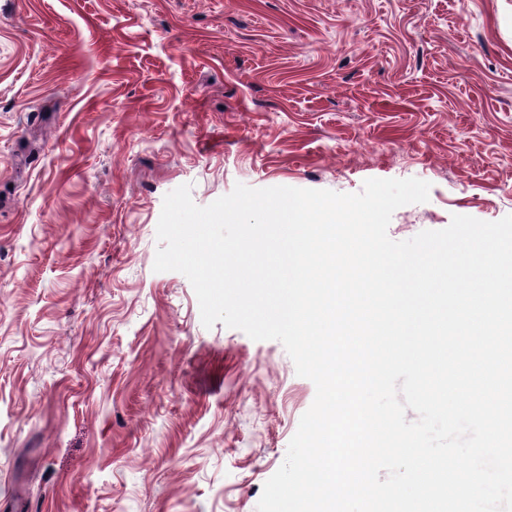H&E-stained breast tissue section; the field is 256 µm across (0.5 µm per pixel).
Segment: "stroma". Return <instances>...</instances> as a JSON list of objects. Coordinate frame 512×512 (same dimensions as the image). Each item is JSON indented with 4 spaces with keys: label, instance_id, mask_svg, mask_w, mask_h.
Listing matches in <instances>:
<instances>
[{
    "label": "stroma",
    "instance_id": "stroma-1",
    "mask_svg": "<svg viewBox=\"0 0 512 512\" xmlns=\"http://www.w3.org/2000/svg\"><path fill=\"white\" fill-rule=\"evenodd\" d=\"M373 178L395 241L512 214V0H0V512H257L315 386L163 199Z\"/></svg>",
    "mask_w": 512,
    "mask_h": 512
}]
</instances>
